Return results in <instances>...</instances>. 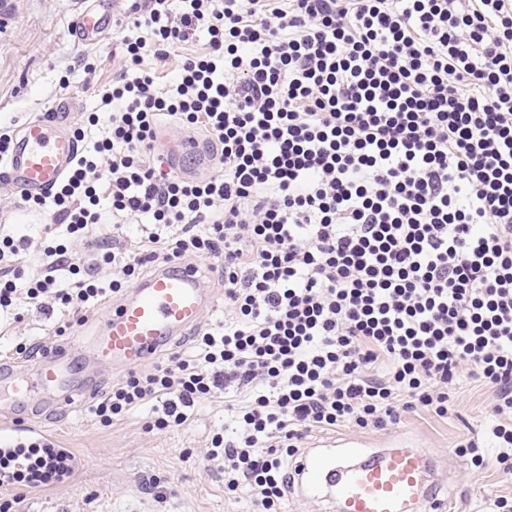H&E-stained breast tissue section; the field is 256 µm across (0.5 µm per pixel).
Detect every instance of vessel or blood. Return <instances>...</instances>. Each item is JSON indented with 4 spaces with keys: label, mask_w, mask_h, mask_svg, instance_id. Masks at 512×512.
I'll return each mask as SVG.
<instances>
[{
    "label": "vessel or blood",
    "mask_w": 512,
    "mask_h": 512,
    "mask_svg": "<svg viewBox=\"0 0 512 512\" xmlns=\"http://www.w3.org/2000/svg\"><path fill=\"white\" fill-rule=\"evenodd\" d=\"M112 0H87L71 22V33L85 43H96L112 27ZM63 113L24 124L14 142L7 170L20 190L46 194L63 180L80 152V144L63 126ZM169 165L194 175L209 158L197 140L161 137ZM213 303L201 286V269L193 263H158L131 295L113 304L92 337L98 366L133 368L152 359L163 348L198 325ZM73 349L64 343L47 346L46 361L31 375H21L0 362V383L9 385L15 405L51 393L54 403L68 404L75 396H92L94 385L76 388L70 369ZM37 443L60 453L53 433L0 414V452ZM300 488L325 490L339 503V512H447V499L428 488L430 464L405 441L345 465L335 446L304 454L294 465Z\"/></svg>",
    "instance_id": "b4317fda"
}]
</instances>
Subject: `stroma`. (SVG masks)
I'll list each match as a JSON object with an SVG mask.
<instances>
[{"label": "stroma", "mask_w": 512, "mask_h": 512, "mask_svg": "<svg viewBox=\"0 0 512 512\" xmlns=\"http://www.w3.org/2000/svg\"><path fill=\"white\" fill-rule=\"evenodd\" d=\"M81 7V0H0L1 125L19 129L50 108L67 113L69 124L79 123L83 113L97 110V90L125 73L120 42L128 0H114L112 29L95 44L79 42L69 32ZM207 42L205 33H197L193 40L171 49L166 61L148 56L143 66L156 72L159 87L169 88L183 56L206 52ZM83 57L94 63L95 74L84 72L79 64ZM65 70L70 73V85L63 90L58 81ZM18 196L12 184L0 183V233L30 240L26 273L33 277L46 261L44 249L50 240L43 231L45 217L19 205ZM56 323V318L33 307L24 309L17 320L0 318V356L16 358L24 370L38 365L40 345L57 339ZM20 344L27 351L19 355L15 348ZM492 403L484 386L467 378L447 417L419 410L385 431L346 425L312 432L306 443L360 439L372 451L403 437L435 461L438 482L448 496V512H492L497 496L512 499V483L503 481L495 466L477 469L469 458L455 453L463 440H485ZM16 414L26 423L51 430L83 461L74 479L28 495L23 512H253L249 499L227 498L222 471L206 458L212 435L225 426L223 394L198 404L185 427L151 433L143 428L149 417L145 408L107 427L82 402L21 407ZM151 475L167 479L171 486L163 500H155L142 487L143 478Z\"/></svg>", "instance_id": "35a3bbf8"}]
</instances>
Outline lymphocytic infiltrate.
Instances as JSON below:
<instances>
[{"instance_id":"lymphocytic-infiltrate-1","label":"lymphocytic infiltrate","mask_w":512,"mask_h":512,"mask_svg":"<svg viewBox=\"0 0 512 512\" xmlns=\"http://www.w3.org/2000/svg\"><path fill=\"white\" fill-rule=\"evenodd\" d=\"M121 40L129 79L103 87L74 127L85 141L65 179L24 207L51 217L41 277L25 243L0 236V315L53 294L58 333L121 295L151 263L207 259L228 318L190 350L128 371L91 408L102 424L149 404L147 430L185 425L200 400L232 391V434H214L224 492L282 512L284 466L309 433L344 423L390 429L404 413L447 417L463 377L492 391L487 439L512 480V0H133ZM155 91L145 57L166 60ZM166 118L205 130L206 179L146 161ZM113 218L148 216L134 250L94 242L102 281L70 244ZM63 462L0 461L20 512ZM208 38L205 33L197 32L193 40L188 43L179 45L170 50V55L165 62H157L151 56L145 57L142 67L144 69L155 70L158 78L157 84L159 88L168 89L175 82L182 56L186 54H201L208 49Z\"/></svg>"}]
</instances>
